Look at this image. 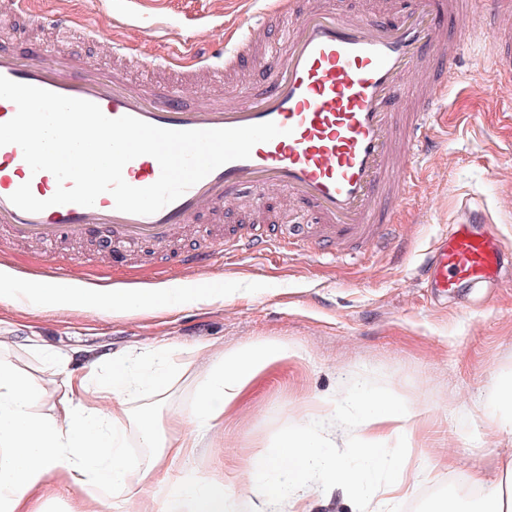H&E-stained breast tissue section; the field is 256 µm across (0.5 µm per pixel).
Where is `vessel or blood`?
Wrapping results in <instances>:
<instances>
[{"label": "vessel or blood", "mask_w": 512, "mask_h": 512, "mask_svg": "<svg viewBox=\"0 0 512 512\" xmlns=\"http://www.w3.org/2000/svg\"><path fill=\"white\" fill-rule=\"evenodd\" d=\"M497 0H408L399 16L369 18L349 11L300 8L295 0H271L264 17L291 20L279 61L268 69L261 94L238 102L213 99L201 89L194 104L180 93L186 80L230 70L249 50L251 29L226 41L217 54L197 48L150 61L153 69L175 74V82L146 89L107 76L94 67L79 69L71 58L42 44L30 46L29 60L0 48V76L63 96L97 104L110 118L131 116L171 130H211L273 122L284 133L257 144L245 160L222 165L190 187L179 199L152 215L116 209L111 194L93 206L64 204L30 213L17 208L11 195L29 184L33 195L49 199L57 181L47 171L32 172L18 145L0 146V228L19 242L50 244L101 235L116 244L164 249L190 224L223 208L241 189L259 192L285 189L315 221L312 231L284 232L281 225L257 231L248 224L225 227L223 233L184 252L178 267H213L224 253L285 249L309 254L324 246L354 249L387 245L392 213L415 181L414 134L426 117L462 78L451 40L476 41L477 33L452 34L447 22L461 9L477 11ZM440 66L428 89L408 84V72ZM479 65L512 73V23L503 26ZM160 165L143 155L127 163L125 181L135 187L153 184ZM479 216L449 225L437 241L422 273L441 292L461 286L490 288L505 282L512 253L496 235L477 231Z\"/></svg>", "instance_id": "b4317fda"}]
</instances>
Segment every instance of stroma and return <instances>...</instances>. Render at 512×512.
I'll list each match as a JSON object with an SVG mask.
<instances>
[{
    "instance_id": "1",
    "label": "stroma",
    "mask_w": 512,
    "mask_h": 512,
    "mask_svg": "<svg viewBox=\"0 0 512 512\" xmlns=\"http://www.w3.org/2000/svg\"><path fill=\"white\" fill-rule=\"evenodd\" d=\"M257 0H31L26 12L0 14V46L24 52L47 34L34 16L67 13L92 34L63 41L77 55L112 72L99 48L124 43L138 58L165 55L177 42L219 43L254 23ZM465 77L448 92L431 122L432 148L419 159L420 178L394 212L402 252L379 249L342 254L247 255L212 270L171 276L166 263L129 256L104 262V237L64 243L68 279L80 288H195L207 281L224 294L155 316L57 311L0 304V336L10 356L37 377L51 380L48 362L31 351L38 342L67 352L80 368L88 350L119 351L166 343L172 359L189 360L197 345L233 350L263 340L288 342L293 355L265 372L237 410L224 418V440L240 457L271 441L290 420L294 402L344 405L358 394L389 387L417 402L422 413L404 442L418 474L409 492L389 501L384 472H373L366 502L326 489L314 512H433L444 490L466 494L474 469L493 473L512 459V432L499 428L493 399L498 378L512 373V287L461 288L453 295L424 287L419 270L442 232L464 208L480 209L489 231L512 251V81L478 69L476 54L460 53ZM252 190L225 201V224H293L287 198L271 193L264 213L252 210ZM15 279L46 277L40 252L0 238V272ZM453 450L455 465L436 458Z\"/></svg>"
}]
</instances>
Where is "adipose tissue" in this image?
<instances>
[{
  "label": "adipose tissue",
  "mask_w": 512,
  "mask_h": 512,
  "mask_svg": "<svg viewBox=\"0 0 512 512\" xmlns=\"http://www.w3.org/2000/svg\"><path fill=\"white\" fill-rule=\"evenodd\" d=\"M202 288L87 290L48 283H16L0 277V302L55 309L80 308L112 314L173 311L204 297ZM0 342V512H55L69 492L65 512H309L311 500L332 484L362 495L371 469L389 474L387 491L411 483L415 474L397 443L419 410L395 390L365 392L358 416L319 432L306 404L296 405L277 437L240 460L233 483L187 470L213 438L224 434V416L270 365L287 361L286 342L266 340L224 351L205 344L195 362L173 361L167 349H129L88 355L82 371L69 370L59 352L33 344L64 375L63 391L19 368ZM192 395L178 410L159 417L184 379ZM144 455L132 464L128 440ZM356 445L355 463L336 452ZM482 497L464 506L455 489L445 491L438 512H512V465L495 474L474 472Z\"/></svg>",
  "instance_id": "ef3b65f1"
}]
</instances>
